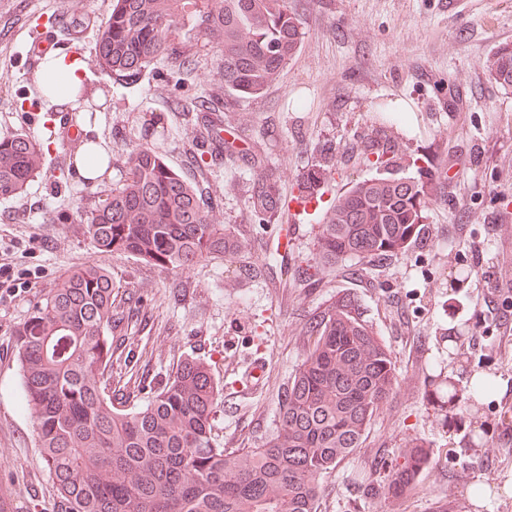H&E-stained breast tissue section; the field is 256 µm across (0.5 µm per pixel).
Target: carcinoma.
Here are the masks:
<instances>
[{"label":"carcinoma","instance_id":"carcinoma-1","mask_svg":"<svg viewBox=\"0 0 512 512\" xmlns=\"http://www.w3.org/2000/svg\"><path fill=\"white\" fill-rule=\"evenodd\" d=\"M301 0H112L97 34L98 65L125 84L166 60H192L175 24L221 53L224 93L259 97L299 52ZM490 82L512 89V43L487 66ZM49 144L26 133L0 139V198L21 195ZM384 170L393 145L363 143ZM331 158L307 170L308 200L329 179ZM119 188L85 212L84 233L102 254L134 256L184 270L237 252L230 227L216 224L202 191L164 161L157 147L131 145ZM442 188L438 176L379 175L354 183L324 214L319 262L397 258ZM249 204L264 218L279 200L271 179L254 181ZM125 313L112 272L77 267L31 307L14 330L21 405L34 420L57 494L52 512H317L324 475L351 455L393 393L391 353L349 298L309 324L313 342L279 408L276 432L257 448H226L214 433L224 383L210 364L181 361L162 383L122 380L112 323ZM389 475L388 493L410 494L429 458L419 442Z\"/></svg>","mask_w":512,"mask_h":512}]
</instances>
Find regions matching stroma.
Wrapping results in <instances>:
<instances>
[{"label": "stroma", "instance_id": "obj_1", "mask_svg": "<svg viewBox=\"0 0 512 512\" xmlns=\"http://www.w3.org/2000/svg\"><path fill=\"white\" fill-rule=\"evenodd\" d=\"M112 0H0V138L27 132L50 139L38 176L21 196L0 199V265L21 274L0 288V486L12 512H49L56 494L18 406L13 330L61 275L106 265L126 295L139 298L143 321L120 324L139 360L164 377L195 356L224 382L215 433L228 448H255L275 431L281 399L311 338L310 322L340 297L389 348L397 372L363 443L326 475L318 512H512V493L474 507L475 483L512 479V338L498 327L512 317V90L491 83L496 47L512 43V0H310L303 44L280 80L261 97L227 104L216 47L194 46V68L179 75L158 61L124 88L95 61V35ZM54 40L55 51L85 65L86 110L36 102L38 65L25 54L27 31ZM207 97L224 115V158L187 149L198 137L175 102ZM106 141L112 171L94 186L74 168L77 148L61 123ZM391 137L400 156L427 157L447 172L426 221L405 254L388 260L315 262L326 208L359 180L376 176L359 145ZM157 143L167 163L196 183L231 227L239 251L174 271L142 259L106 257L80 217L124 178L131 144ZM336 151L320 200L300 210V174L319 151ZM268 174L280 198L259 220L248 197ZM493 270L499 284L483 278ZM266 363L262 385L244 376ZM490 375L493 391L452 402L471 376ZM423 439L431 456L414 492L387 494L402 451Z\"/></svg>", "mask_w": 512, "mask_h": 512}]
</instances>
